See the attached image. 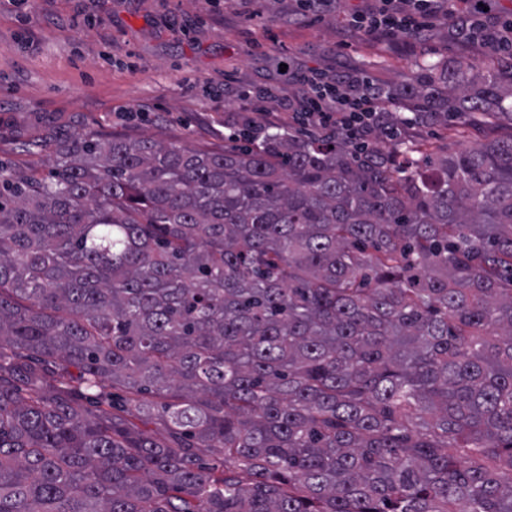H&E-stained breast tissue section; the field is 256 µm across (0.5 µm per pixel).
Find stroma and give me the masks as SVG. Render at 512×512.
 <instances>
[{
  "label": "stroma",
  "mask_w": 512,
  "mask_h": 512,
  "mask_svg": "<svg viewBox=\"0 0 512 512\" xmlns=\"http://www.w3.org/2000/svg\"><path fill=\"white\" fill-rule=\"evenodd\" d=\"M378 0H335L303 18L297 0H0V166L48 176L75 134L149 135L220 149L225 131L292 126L288 101L303 70L361 71L391 98L420 63L500 60L495 45L461 36L439 12L424 36L374 40L346 21ZM512 126L418 127L403 143L454 153Z\"/></svg>",
  "instance_id": "stroma-1"
}]
</instances>
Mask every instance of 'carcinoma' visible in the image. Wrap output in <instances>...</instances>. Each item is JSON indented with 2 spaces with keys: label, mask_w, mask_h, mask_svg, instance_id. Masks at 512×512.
I'll return each instance as SVG.
<instances>
[{
  "label": "carcinoma",
  "mask_w": 512,
  "mask_h": 512,
  "mask_svg": "<svg viewBox=\"0 0 512 512\" xmlns=\"http://www.w3.org/2000/svg\"><path fill=\"white\" fill-rule=\"evenodd\" d=\"M420 68L512 125V62ZM0 512H512V137L423 160L274 130L0 169ZM125 391L156 440L99 398Z\"/></svg>",
  "instance_id": "cac0c4a2"
}]
</instances>
